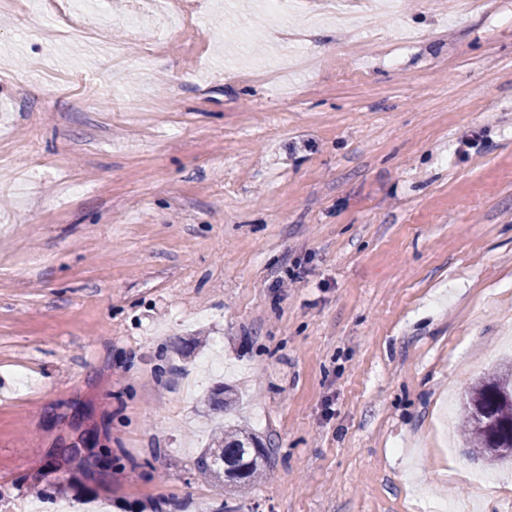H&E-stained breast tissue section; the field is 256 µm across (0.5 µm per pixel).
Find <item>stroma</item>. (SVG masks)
Masks as SVG:
<instances>
[{
  "label": "stroma",
  "mask_w": 512,
  "mask_h": 512,
  "mask_svg": "<svg viewBox=\"0 0 512 512\" xmlns=\"http://www.w3.org/2000/svg\"><path fill=\"white\" fill-rule=\"evenodd\" d=\"M195 3L152 50L134 0L82 44L0 14V512H504L459 421L512 356V0L297 45ZM222 423L274 449L242 493L194 467Z\"/></svg>",
  "instance_id": "35a3bbf8"
}]
</instances>
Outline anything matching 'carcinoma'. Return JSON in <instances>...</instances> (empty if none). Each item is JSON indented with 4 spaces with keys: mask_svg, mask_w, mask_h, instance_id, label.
Returning <instances> with one entry per match:
<instances>
[{
    "mask_svg": "<svg viewBox=\"0 0 512 512\" xmlns=\"http://www.w3.org/2000/svg\"><path fill=\"white\" fill-rule=\"evenodd\" d=\"M464 412L472 454L494 464L512 461V454L493 456L496 448H512L511 362L475 384ZM272 456L273 448L248 430L224 429L196 456L194 467L207 480L233 482L246 489L253 486Z\"/></svg>",
    "mask_w": 512,
    "mask_h": 512,
    "instance_id": "cac0c4a2",
    "label": "carcinoma"
}]
</instances>
